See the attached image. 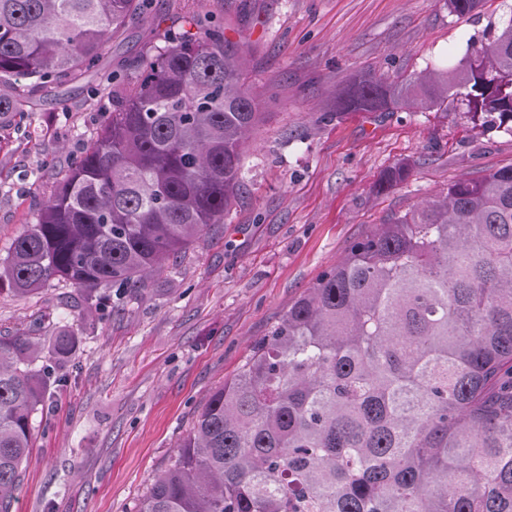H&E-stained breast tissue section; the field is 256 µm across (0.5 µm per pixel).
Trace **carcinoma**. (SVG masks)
<instances>
[{
  "label": "carcinoma",
  "mask_w": 512,
  "mask_h": 512,
  "mask_svg": "<svg viewBox=\"0 0 512 512\" xmlns=\"http://www.w3.org/2000/svg\"><path fill=\"white\" fill-rule=\"evenodd\" d=\"M467 16L482 0H447ZM147 0H0V116L100 71ZM245 46L214 19L168 34L112 120L0 262L21 294L53 280L128 300L224 222L261 120ZM454 105L512 133V11L454 69L341 91L338 112ZM396 165L377 192L408 179ZM76 337H54L67 357ZM39 337L0 338V512L45 399ZM137 512H512V166L448 183L375 225L211 394Z\"/></svg>",
  "instance_id": "cac0c4a2"
}]
</instances>
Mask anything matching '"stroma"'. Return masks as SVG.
<instances>
[{"instance_id": "35a3bbf8", "label": "stroma", "mask_w": 512, "mask_h": 512, "mask_svg": "<svg viewBox=\"0 0 512 512\" xmlns=\"http://www.w3.org/2000/svg\"><path fill=\"white\" fill-rule=\"evenodd\" d=\"M503 0L458 17L445 0H153L107 44L106 70L131 74L159 32L217 17L245 44L246 82L264 113L244 148L224 221L135 299L100 302L64 281L17 295L0 283V336H78L66 364L43 350L48 398L11 512H136L210 394L232 377L307 288L372 225L449 181L512 165V133L446 111L336 112L371 74L453 65L490 41ZM96 77L43 92L0 127V260L34 224L62 174L112 118ZM412 166L385 194L392 166Z\"/></svg>"}]
</instances>
